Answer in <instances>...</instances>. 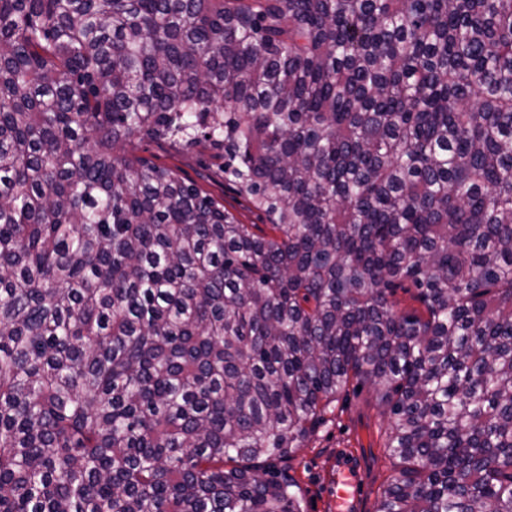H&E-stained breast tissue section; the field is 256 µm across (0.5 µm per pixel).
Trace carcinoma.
Returning <instances> with one entry per match:
<instances>
[{"label": "carcinoma", "instance_id": "cac0c4a2", "mask_svg": "<svg viewBox=\"0 0 512 512\" xmlns=\"http://www.w3.org/2000/svg\"><path fill=\"white\" fill-rule=\"evenodd\" d=\"M352 382L375 512H512V0H0V512H303ZM136 153L195 180L202 190L224 203L240 224H259L262 230L268 231L264 225L269 224L267 217L254 210L231 186L224 184V173L221 172L224 160L213 157L204 144L178 150L168 142L144 140L139 143ZM358 387V386H357ZM350 385L333 402L317 425L314 434L301 448H295L287 460L276 461L274 472L287 475L299 487L304 512H359L365 493L362 464L358 456L345 448L361 450L364 480L367 484L366 507L374 512L383 485L394 474L396 461L385 448L389 432L388 417L367 386ZM333 467L325 484L322 476ZM316 504V508H313Z\"/></svg>", "mask_w": 512, "mask_h": 512}]
</instances>
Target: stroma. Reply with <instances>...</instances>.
<instances>
[{
  "mask_svg": "<svg viewBox=\"0 0 512 512\" xmlns=\"http://www.w3.org/2000/svg\"><path fill=\"white\" fill-rule=\"evenodd\" d=\"M137 153L195 180L239 223L267 224L266 216L225 184L223 160L213 157L205 145L179 150L164 141L145 140L139 143ZM388 432V418L369 387H349L333 402L310 439L288 459L277 462L275 471L298 485L304 512H335L324 493L322 477L328 473L336 449L360 450L367 484L364 512H374L379 493L395 470V461L385 448Z\"/></svg>",
  "mask_w": 512,
  "mask_h": 512,
  "instance_id": "1",
  "label": "stroma"
}]
</instances>
